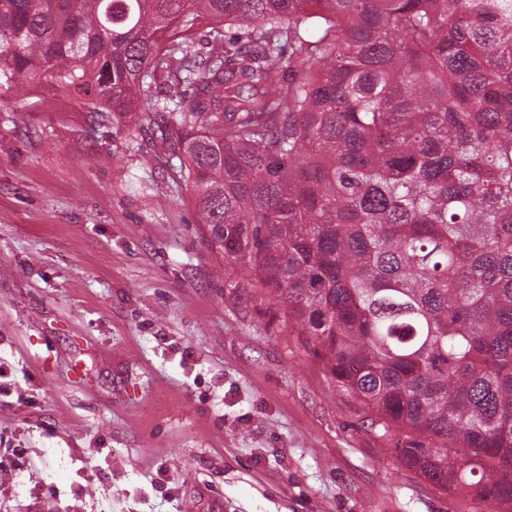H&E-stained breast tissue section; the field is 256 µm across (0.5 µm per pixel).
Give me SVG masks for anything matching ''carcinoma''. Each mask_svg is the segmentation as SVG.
I'll return each mask as SVG.
<instances>
[{
	"instance_id": "carcinoma-1",
	"label": "carcinoma",
	"mask_w": 512,
	"mask_h": 512,
	"mask_svg": "<svg viewBox=\"0 0 512 512\" xmlns=\"http://www.w3.org/2000/svg\"><path fill=\"white\" fill-rule=\"evenodd\" d=\"M41 72L141 114L402 467L512 512V0H0V88Z\"/></svg>"
}]
</instances>
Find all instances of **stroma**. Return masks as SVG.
<instances>
[{"mask_svg": "<svg viewBox=\"0 0 512 512\" xmlns=\"http://www.w3.org/2000/svg\"><path fill=\"white\" fill-rule=\"evenodd\" d=\"M178 159L0 89V512H477L224 286Z\"/></svg>", "mask_w": 512, "mask_h": 512, "instance_id": "35a3bbf8", "label": "stroma"}]
</instances>
